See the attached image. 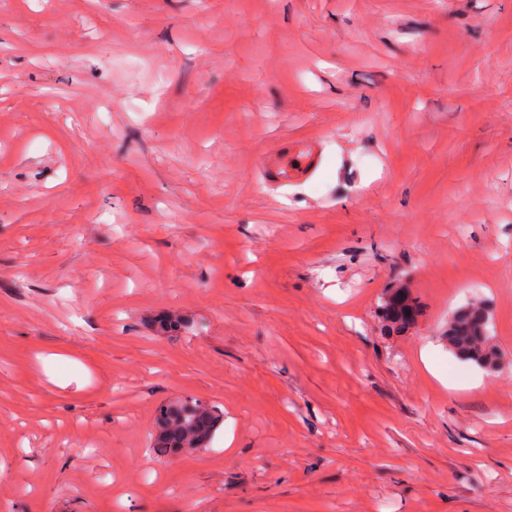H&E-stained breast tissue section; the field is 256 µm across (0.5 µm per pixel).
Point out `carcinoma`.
<instances>
[{"label": "carcinoma", "instance_id": "obj_1", "mask_svg": "<svg viewBox=\"0 0 512 512\" xmlns=\"http://www.w3.org/2000/svg\"><path fill=\"white\" fill-rule=\"evenodd\" d=\"M388 326L407 329L414 324L417 306L405 292L398 291L383 305ZM489 312L469 305L456 310L448 321V347L459 358L481 368L499 366V349L487 333ZM221 420L219 410L198 399H179L159 407L151 451L158 458L191 454L206 447Z\"/></svg>", "mask_w": 512, "mask_h": 512}]
</instances>
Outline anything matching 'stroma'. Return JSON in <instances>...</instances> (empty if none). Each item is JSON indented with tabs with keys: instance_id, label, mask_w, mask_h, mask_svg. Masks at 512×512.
<instances>
[{
	"instance_id": "stroma-1",
	"label": "stroma",
	"mask_w": 512,
	"mask_h": 512,
	"mask_svg": "<svg viewBox=\"0 0 512 512\" xmlns=\"http://www.w3.org/2000/svg\"><path fill=\"white\" fill-rule=\"evenodd\" d=\"M0 512H512V0H0ZM384 317L389 327L407 329L414 324L417 306L405 292L397 291L383 305ZM489 312L469 305L456 310L448 321V347L462 360L493 370L499 366V349L487 333ZM221 420L219 410L198 399H179L159 407L151 451L157 458L191 454L210 443Z\"/></svg>"
}]
</instances>
